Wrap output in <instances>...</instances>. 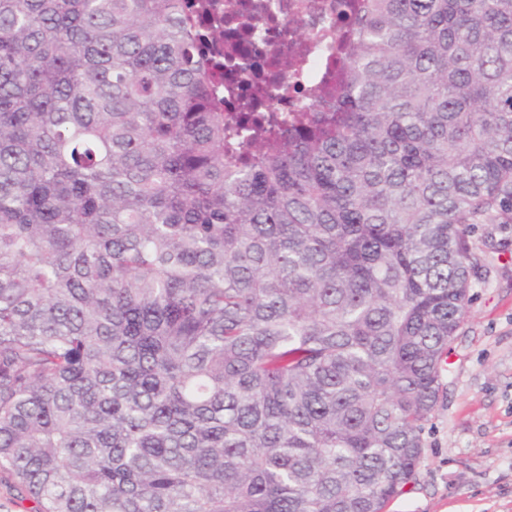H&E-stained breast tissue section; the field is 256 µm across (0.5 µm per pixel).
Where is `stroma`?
Returning <instances> with one entry per match:
<instances>
[{
	"instance_id": "stroma-1",
	"label": "stroma",
	"mask_w": 512,
	"mask_h": 512,
	"mask_svg": "<svg viewBox=\"0 0 512 512\" xmlns=\"http://www.w3.org/2000/svg\"><path fill=\"white\" fill-rule=\"evenodd\" d=\"M485 253L448 351L445 398L414 480L386 512H512V223L477 224Z\"/></svg>"
}]
</instances>
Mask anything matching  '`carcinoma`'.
<instances>
[{
    "instance_id": "obj_1",
    "label": "carcinoma",
    "mask_w": 512,
    "mask_h": 512,
    "mask_svg": "<svg viewBox=\"0 0 512 512\" xmlns=\"http://www.w3.org/2000/svg\"><path fill=\"white\" fill-rule=\"evenodd\" d=\"M188 2L0 0V466L34 512H385L512 215V0H361L261 132Z\"/></svg>"
}]
</instances>
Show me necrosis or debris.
<instances>
[{
  "mask_svg": "<svg viewBox=\"0 0 512 512\" xmlns=\"http://www.w3.org/2000/svg\"><path fill=\"white\" fill-rule=\"evenodd\" d=\"M225 11L224 34L239 40L242 59L251 62L247 73L224 67V105L236 107L253 85L270 79L274 63H287L299 54L290 80L300 98L280 102L282 112L301 108L335 74L338 43L336 17L355 0H231Z\"/></svg>",
  "mask_w": 512,
  "mask_h": 512,
  "instance_id": "1",
  "label": "necrosis or debris"
}]
</instances>
